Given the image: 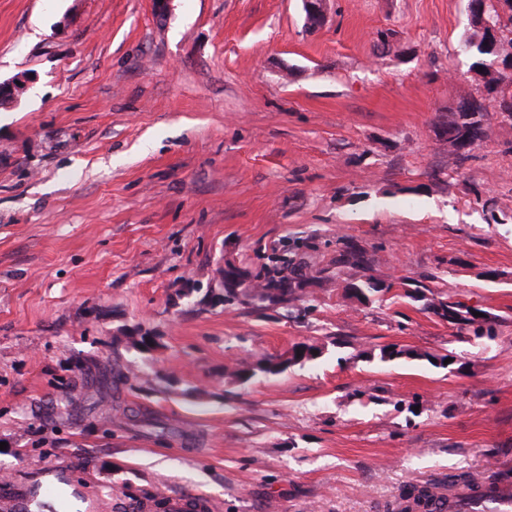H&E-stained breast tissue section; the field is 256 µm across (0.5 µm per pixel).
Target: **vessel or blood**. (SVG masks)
<instances>
[{
	"instance_id": "b4317fda",
	"label": "vessel or blood",
	"mask_w": 512,
	"mask_h": 512,
	"mask_svg": "<svg viewBox=\"0 0 512 512\" xmlns=\"http://www.w3.org/2000/svg\"><path fill=\"white\" fill-rule=\"evenodd\" d=\"M66 472L51 468L0 487V512H107L111 499L69 491Z\"/></svg>"
}]
</instances>
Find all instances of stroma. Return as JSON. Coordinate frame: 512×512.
Segmentation results:
<instances>
[{
  "instance_id": "35a3bbf8",
  "label": "stroma",
  "mask_w": 512,
  "mask_h": 512,
  "mask_svg": "<svg viewBox=\"0 0 512 512\" xmlns=\"http://www.w3.org/2000/svg\"><path fill=\"white\" fill-rule=\"evenodd\" d=\"M468 0H0V484L65 466L112 512H389L403 488L512 470V118L459 155ZM392 36L388 53L380 33ZM391 282L257 309L225 263ZM494 316L449 325L408 290ZM158 338L149 351L128 335ZM320 348L247 383L245 357ZM452 354L381 362L382 346ZM167 431L155 429V422ZM488 112H452L448 108V122L445 133L453 139L459 138L464 131L470 128L480 127ZM336 265V274L320 276L321 283L333 284L335 278H343L344 298L359 305H369L389 293L393 285L366 275L368 270L364 258V249L353 242L344 243V248L331 261ZM336 276V277H335Z\"/></svg>"
}]
</instances>
